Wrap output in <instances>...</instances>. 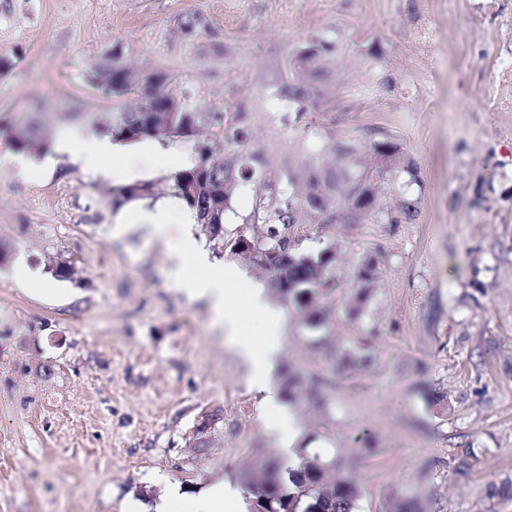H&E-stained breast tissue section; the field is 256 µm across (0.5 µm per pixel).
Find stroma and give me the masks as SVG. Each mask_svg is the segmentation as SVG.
I'll list each match as a JSON object with an SVG mask.
<instances>
[{
	"label": "stroma",
	"instance_id": "1",
	"mask_svg": "<svg viewBox=\"0 0 512 512\" xmlns=\"http://www.w3.org/2000/svg\"><path fill=\"white\" fill-rule=\"evenodd\" d=\"M188 14L203 24L186 36ZM316 35L338 48L329 98L301 116L273 109V79ZM115 44L197 107L242 113L268 172L334 163L335 138L398 143L402 170L370 219L297 227L303 248L342 255L341 286L319 305L325 347L356 348L378 325L372 366L327 364L306 310L267 298L284 320L274 369L329 378L328 410L290 402L272 425L210 308L178 284L181 211L163 237L128 221L173 198L193 140L145 138L90 168L57 150L65 132L99 138L121 108L86 79ZM1 50L18 62L0 75V125L32 120L49 145L20 154L0 135V512H121L130 498L154 512L172 485L240 486L251 451L284 454L291 433L344 459L361 512L402 499L414 512H512L495 494L512 479V85L495 81L512 62V0H0ZM124 182L153 191L113 205ZM260 191L238 185L226 238ZM365 255L382 278L355 323L347 285ZM20 256L48 295L14 285Z\"/></svg>",
	"mask_w": 512,
	"mask_h": 512
}]
</instances>
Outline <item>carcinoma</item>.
I'll return each mask as SVG.
<instances>
[{"label":"carcinoma","mask_w":512,"mask_h":512,"mask_svg":"<svg viewBox=\"0 0 512 512\" xmlns=\"http://www.w3.org/2000/svg\"><path fill=\"white\" fill-rule=\"evenodd\" d=\"M331 50L332 43L315 37L288 60L285 73L272 85L274 96L288 110L303 114L322 97L325 72L321 62ZM151 76L129 65L120 45L96 61L87 75L94 88L115 100L131 96L138 100L136 106L113 113L112 121L100 128L101 133L117 143L129 144L146 137L160 141L190 138L203 128L217 129L224 146H243L249 133L242 120H228L221 111L192 106L187 97L169 91L170 79L153 85L149 83ZM0 132L17 153L40 152L47 146L41 130L26 122L1 127ZM335 145L344 159L339 167L311 166L302 174L288 170L273 175L264 169V160L257 152L249 153L248 161L240 163L235 157L215 153L209 143L198 142L194 162L170 176L172 188L193 213L217 204L224 214L231 209L238 183L260 177L264 190L255 202L253 217L262 222L263 230L239 232L229 244L230 252L246 257L265 273L283 303L306 307L335 292L336 248L327 246L315 255L303 250V239L295 236V226L342 220L363 223L367 210L377 205L381 179L400 162L399 145L387 136L372 145L380 161L374 171L363 167L358 140H338ZM150 192V185L135 183L120 188L116 197L126 202ZM381 274L378 262L371 257H363L353 266L351 319L363 315ZM281 377L288 400L303 397L323 409L328 407V379L290 365L282 369ZM340 467L336 457L311 454L305 448L297 449L296 459L288 462L258 448L250 454L241 477L256 512H360L361 484L350 474L339 475Z\"/></svg>","instance_id":"cac0c4a2"}]
</instances>
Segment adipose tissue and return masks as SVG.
<instances>
[{
	"label": "adipose tissue",
	"instance_id": "adipose-tissue-1",
	"mask_svg": "<svg viewBox=\"0 0 512 512\" xmlns=\"http://www.w3.org/2000/svg\"><path fill=\"white\" fill-rule=\"evenodd\" d=\"M185 221L187 227L171 252L179 284L187 295L206 301L226 334L235 337L239 352L250 368L251 385L264 392L267 415L278 419L271 385V356L279 347L282 318L266 304L261 292H254L248 301H238L233 290L235 270L211 263L189 229L193 214H186ZM256 315L265 323V334L261 337L250 335L247 328ZM236 507L235 493L217 482L197 496L171 487L156 505L155 512H236Z\"/></svg>",
	"mask_w": 512,
	"mask_h": 512
}]
</instances>
